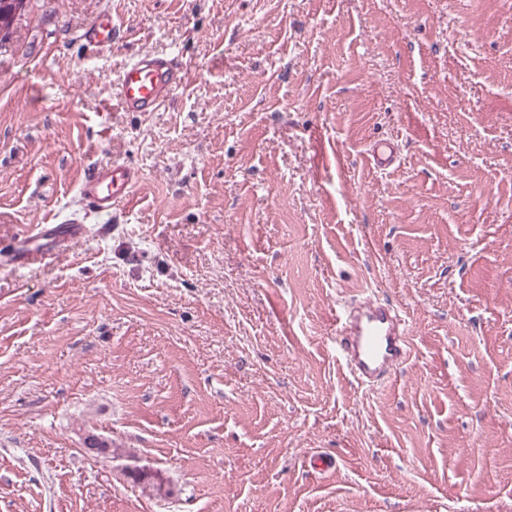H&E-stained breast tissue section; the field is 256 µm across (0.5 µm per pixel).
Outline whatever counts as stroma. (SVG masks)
<instances>
[{
    "instance_id": "stroma-1",
    "label": "stroma",
    "mask_w": 512,
    "mask_h": 512,
    "mask_svg": "<svg viewBox=\"0 0 512 512\" xmlns=\"http://www.w3.org/2000/svg\"><path fill=\"white\" fill-rule=\"evenodd\" d=\"M162 51L185 84L127 111ZM113 162L105 218L77 186ZM69 217L52 261L0 256V512H512V0H27L0 243ZM362 298L410 326L375 389L332 346ZM114 26L112 13L104 12L82 33L86 47L91 51H101L112 45ZM186 73L167 53H148L130 61L123 69L116 96L133 112L156 111L183 86ZM138 178V171L126 164L94 166L85 173L79 185V196L89 210L110 215L117 205L128 199Z\"/></svg>"
}]
</instances>
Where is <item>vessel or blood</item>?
I'll list each match as a JSON object with an SVG mask.
<instances>
[{
	"label": "vessel or blood",
	"instance_id": "vessel-or-blood-1",
	"mask_svg": "<svg viewBox=\"0 0 512 512\" xmlns=\"http://www.w3.org/2000/svg\"><path fill=\"white\" fill-rule=\"evenodd\" d=\"M113 30L112 14L107 11L84 30L82 39L89 50L98 52L111 46ZM185 81L184 68L173 57L148 53L125 66L116 95L131 111L153 112ZM138 178V171L126 164L95 166L85 173L79 196L89 210L108 215L128 199ZM84 233V225L73 220L39 224L22 242L10 245L9 250L16 265L44 263L54 259L59 246ZM335 345L338 360L353 379L375 388L408 359L409 328L391 305L367 299L340 306Z\"/></svg>",
	"mask_w": 512,
	"mask_h": 512
}]
</instances>
